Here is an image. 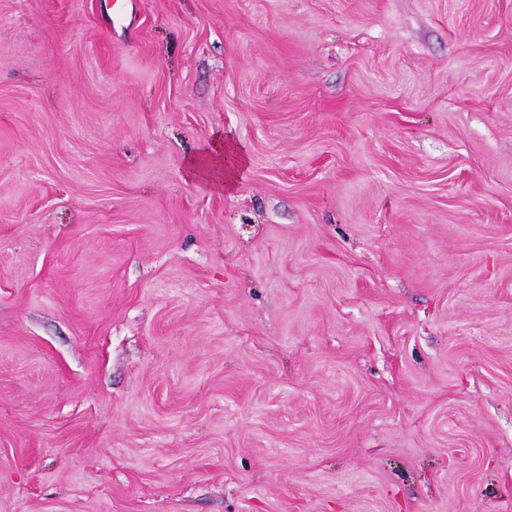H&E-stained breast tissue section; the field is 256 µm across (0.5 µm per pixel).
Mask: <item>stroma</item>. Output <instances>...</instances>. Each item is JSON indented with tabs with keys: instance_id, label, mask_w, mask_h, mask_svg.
Returning a JSON list of instances; mask_svg holds the SVG:
<instances>
[{
	"instance_id": "obj_1",
	"label": "stroma",
	"mask_w": 512,
	"mask_h": 512,
	"mask_svg": "<svg viewBox=\"0 0 512 512\" xmlns=\"http://www.w3.org/2000/svg\"><path fill=\"white\" fill-rule=\"evenodd\" d=\"M112 2L0 0V512H512V0ZM246 156L230 140L216 138L186 163L189 179H207L216 188H230Z\"/></svg>"
}]
</instances>
